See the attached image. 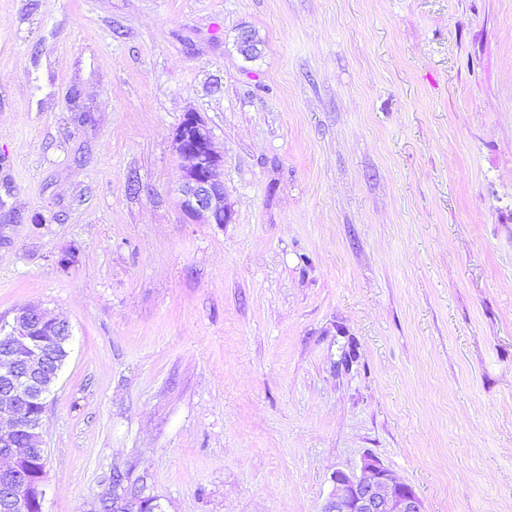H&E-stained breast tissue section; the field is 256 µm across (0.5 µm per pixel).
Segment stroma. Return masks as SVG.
<instances>
[{
	"mask_svg": "<svg viewBox=\"0 0 512 512\" xmlns=\"http://www.w3.org/2000/svg\"><path fill=\"white\" fill-rule=\"evenodd\" d=\"M248 25L260 53L240 54ZM210 128L227 224L173 149ZM73 343L44 512H512V0H0V325ZM173 145L183 160L178 186L183 213L203 224L230 223L232 212L225 202L224 183L217 177L223 159L214 150L211 131L198 113H185ZM321 512H425L414 490L375 459L364 461L359 476L337 472Z\"/></svg>",
	"mask_w": 512,
	"mask_h": 512,
	"instance_id": "obj_1",
	"label": "stroma"
}]
</instances>
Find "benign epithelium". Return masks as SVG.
I'll return each mask as SVG.
<instances>
[{"label":"benign epithelium","instance_id":"obj_1","mask_svg":"<svg viewBox=\"0 0 512 512\" xmlns=\"http://www.w3.org/2000/svg\"><path fill=\"white\" fill-rule=\"evenodd\" d=\"M239 52L246 58L258 52L255 33L248 26L239 30ZM175 152L183 160L178 186L183 213L204 224H228L231 209L225 202L224 183L217 177L223 162L213 148L212 134L196 112L185 113L173 139ZM72 327L51 311L38 305L16 309L6 336L0 338V492L5 500L25 509V496L36 495L43 505L47 486L40 481L36 489L20 481L21 454L14 450L15 439L24 436L26 447L45 453L43 420L29 407L47 402L58 380L51 369L54 348L70 341ZM333 489L321 512H425L422 500L406 483L375 459L364 461L358 476L338 472L332 477Z\"/></svg>","mask_w":512,"mask_h":512}]
</instances>
